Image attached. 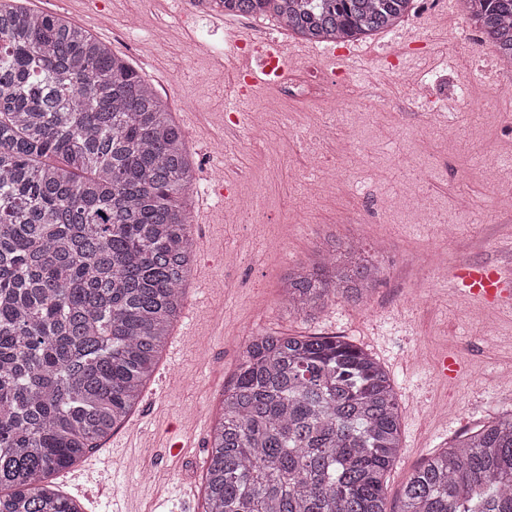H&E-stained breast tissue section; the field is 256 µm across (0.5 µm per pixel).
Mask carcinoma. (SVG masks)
Listing matches in <instances>:
<instances>
[{
	"label": "carcinoma",
	"instance_id": "1",
	"mask_svg": "<svg viewBox=\"0 0 512 512\" xmlns=\"http://www.w3.org/2000/svg\"><path fill=\"white\" fill-rule=\"evenodd\" d=\"M294 37L358 41L414 0H214ZM512 59V0H464ZM196 168L167 99L84 28L0 0V512H84L51 478L120 428L189 284ZM382 268L333 237L288 310L359 304ZM401 444L385 367L340 336H255L207 440L204 512H387ZM399 512H512V414L428 457Z\"/></svg>",
	"mask_w": 512,
	"mask_h": 512
}]
</instances>
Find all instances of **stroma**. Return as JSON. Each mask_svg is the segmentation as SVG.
<instances>
[{
	"mask_svg": "<svg viewBox=\"0 0 512 512\" xmlns=\"http://www.w3.org/2000/svg\"><path fill=\"white\" fill-rule=\"evenodd\" d=\"M458 0H439L419 9L407 27L417 32L409 58L396 47V30L364 41L366 53L349 79L360 92L357 109L336 114V137L318 144L314 157L284 131L293 122L311 131L321 114L313 102L273 104L272 90L239 91L232 82L208 81L229 47L226 26L184 15L170 0H24L26 7L80 25L128 61L166 95L198 166L190 189V210L208 207L210 222L193 229V272L205 285L190 283L179 327L188 331L174 358H163L143 397L149 402L144 438L128 428L112 436L118 450L115 483L139 488L138 512H173L159 503L158 488L182 481L201 487L208 434L199 415L215 417L225 385L252 337L265 332L341 336L368 350L385 365L397 391L402 447L386 476L388 512H398L410 475L433 453L463 432L512 410L502 373L512 369V316L482 320L478 302H464L452 274L464 262L494 264L512 257V210H491L495 194L481 166L495 145L512 141V110L487 106L470 120L458 99L463 83L489 95L495 76L468 56ZM171 25L167 39L154 37L150 17ZM432 60L448 83L414 99L407 60ZM250 112L272 107L267 146L249 142L243 129L225 130L220 116L227 100ZM457 118L460 136L445 142L428 136V116ZM223 142L216 150L215 142ZM356 142L361 154L347 150ZM351 171L359 190L336 189L325 196L304 191L307 165ZM224 170L222 183L209 178ZM430 204L427 223L417 221L414 195ZM262 201L255 215L238 213L246 198ZM358 242L385 261L378 287L361 304L335 298L314 320L288 315L279 284L288 268L312 258L324 238ZM228 252L244 253L237 266ZM451 356L461 367L456 381L442 382L438 365ZM192 449L178 464L152 458L144 439L162 441L169 428Z\"/></svg>",
	"mask_w": 512,
	"mask_h": 512,
	"instance_id": "stroma-1",
	"label": "stroma"
}]
</instances>
